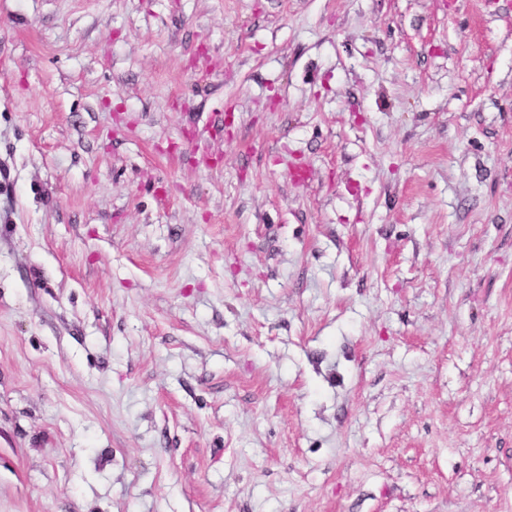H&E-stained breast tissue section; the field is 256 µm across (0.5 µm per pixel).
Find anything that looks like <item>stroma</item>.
Wrapping results in <instances>:
<instances>
[{
  "label": "stroma",
  "mask_w": 512,
  "mask_h": 512,
  "mask_svg": "<svg viewBox=\"0 0 512 512\" xmlns=\"http://www.w3.org/2000/svg\"><path fill=\"white\" fill-rule=\"evenodd\" d=\"M0 512H512V0H0Z\"/></svg>",
  "instance_id": "35a3bbf8"
}]
</instances>
